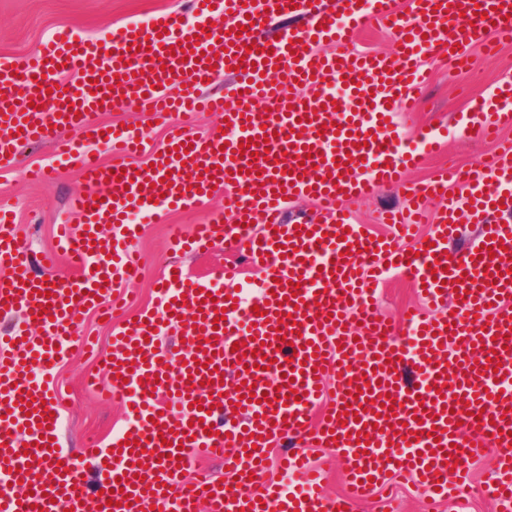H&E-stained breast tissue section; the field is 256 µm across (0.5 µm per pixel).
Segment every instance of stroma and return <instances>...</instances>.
I'll return each instance as SVG.
<instances>
[{
  "label": "stroma",
  "instance_id": "1",
  "mask_svg": "<svg viewBox=\"0 0 512 512\" xmlns=\"http://www.w3.org/2000/svg\"><path fill=\"white\" fill-rule=\"evenodd\" d=\"M186 2L0 0V58L23 60L38 51L62 26L69 27L77 36L96 39L159 12L185 11ZM468 61V67L463 69L451 61L427 63L428 79L420 91L419 108L397 118L400 132L408 139L423 126H441L447 130L441 147L423 167L413 172V179L434 178L451 164L470 168L478 159L492 156L496 151L493 142L459 137L453 124L455 116L468 110L472 98L512 80V44L500 45L492 53L482 45H472ZM150 119V114L139 107L117 109L99 117L105 124H125L145 131L149 148L132 157L133 163L144 168L150 163V149L161 147L165 140L164 126L151 124ZM53 162L49 144H23L18 147L13 163L0 168V197L14 207L19 240L30 250L34 260L32 272L37 276L44 273L39 259L55 245L57 226L69 199L85 190L73 163L63 168L51 182L33 184L27 180V169ZM223 203V196L217 195L210 199L208 206L170 210L144 224L138 237L129 243L131 249L141 254L143 271L140 279L127 287V318L153 314L156 307L153 283L163 274L167 263L176 257L168 247L169 234L174 231L190 233L194 225L204 223L208 207ZM404 206L405 202L396 190L384 187L371 198L347 203L346 209L354 223L367 224L372 231L385 233L389 227L382 222L384 214ZM176 258L195 279L209 281L226 262L238 260L239 252L224 243L206 256L187 252ZM112 336V323L104 321L100 311L90 310L73 336L69 356L45 373L48 380L61 385L59 444L63 452L70 455H77L89 437L100 439L103 445H111L113 436L127 424L122 400L102 401L82 385L84 374L103 373L104 360L112 353ZM391 502L397 505L398 512H496L492 502L477 497L463 503L428 500L412 484L400 479L390 481L379 495L359 504L356 512H386Z\"/></svg>",
  "mask_w": 512,
  "mask_h": 512
}]
</instances>
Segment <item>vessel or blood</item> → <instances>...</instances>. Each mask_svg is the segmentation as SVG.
<instances>
[{
  "instance_id": "b4317fda",
  "label": "vessel or blood",
  "mask_w": 512,
  "mask_h": 512,
  "mask_svg": "<svg viewBox=\"0 0 512 512\" xmlns=\"http://www.w3.org/2000/svg\"><path fill=\"white\" fill-rule=\"evenodd\" d=\"M190 4L100 39L60 29L25 60L0 59V165L17 144L49 141L87 186L71 203L79 229L60 225L57 249L44 257L50 267L68 257L76 277L66 283L31 278L13 212L0 204V310L25 315L0 336V512H85L89 460L98 464L101 512H197L202 502L208 512H353L393 476L434 501L474 489L512 512V140L491 161L412 182L411 169L441 134L423 131L408 143L394 121L415 111L426 61L464 59L491 34L512 42V0H412L406 14L396 0ZM288 14L306 27L258 36ZM376 25L394 30L395 56L353 49L356 35ZM326 44L334 52H323ZM233 67L243 80L228 108L209 88ZM66 72L81 73V82L57 86ZM174 86L179 95H170ZM138 104L168 128L163 154L141 173L128 158L142 132L96 120ZM200 107L224 116L204 137L190 123ZM511 124L509 81L474 100L455 129L486 138ZM74 128L100 152L68 138ZM384 185L401 191L408 210L389 216L397 227L390 237L340 207ZM216 190L224 210L192 238L174 237L171 249L206 253L217 240L237 242L263 272L257 308L172 262L155 283L160 311L126 322L113 338L102 394L129 409L123 445L93 440L83 459L63 458L56 393L26 370L54 366L85 311L116 303L139 276L135 251L113 252L105 226L133 238L130 211L156 216ZM288 197L313 199L319 220L284 223ZM434 197L442 209L424 247L405 248ZM456 211L477 219L480 232L452 262ZM391 271L426 302L397 326L377 309L378 284ZM165 321L181 324L192 346L185 363L163 359L153 343ZM331 372L335 395L326 405ZM285 436L299 445L279 459L292 484L258 483L271 444ZM315 444L346 467L347 492L325 495L324 469L302 453ZM490 448L495 475L473 486L469 465ZM212 457L223 458L234 487L207 474L183 481L187 461Z\"/></svg>"
}]
</instances>
